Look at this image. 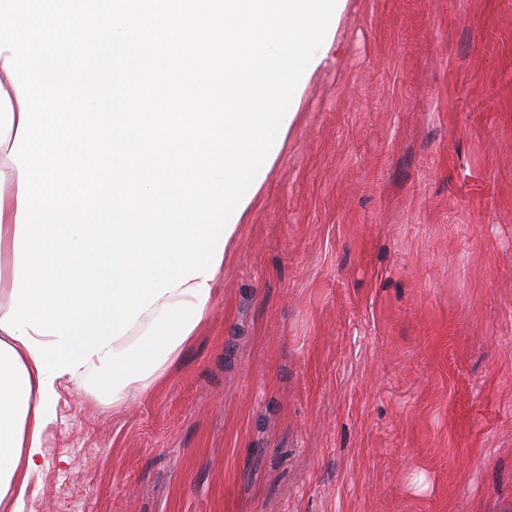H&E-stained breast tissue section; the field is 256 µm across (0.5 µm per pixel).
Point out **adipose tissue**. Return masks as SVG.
Returning a JSON list of instances; mask_svg holds the SVG:
<instances>
[{"mask_svg": "<svg viewBox=\"0 0 512 512\" xmlns=\"http://www.w3.org/2000/svg\"><path fill=\"white\" fill-rule=\"evenodd\" d=\"M19 122L17 92L0 66V269L10 279L15 276L18 168L9 152ZM39 380L33 354L0 329V512H24L31 482L45 464L44 451L33 444Z\"/></svg>", "mask_w": 512, "mask_h": 512, "instance_id": "obj_1", "label": "adipose tissue"}]
</instances>
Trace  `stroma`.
Returning a JSON list of instances; mask_svg holds the SVG:
<instances>
[{
  "label": "stroma",
  "instance_id": "1",
  "mask_svg": "<svg viewBox=\"0 0 512 512\" xmlns=\"http://www.w3.org/2000/svg\"><path fill=\"white\" fill-rule=\"evenodd\" d=\"M204 331L62 386L25 512H512V0H348Z\"/></svg>",
  "mask_w": 512,
  "mask_h": 512
}]
</instances>
